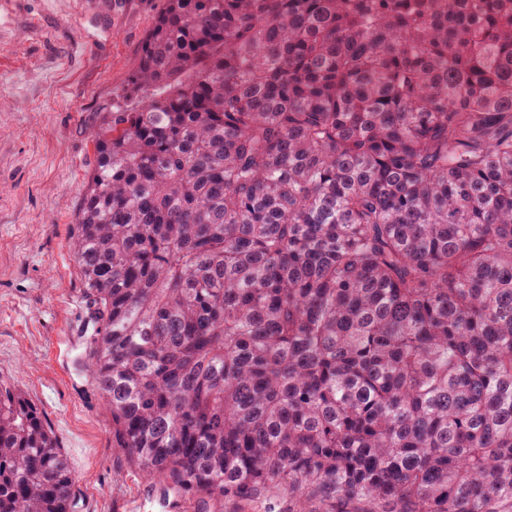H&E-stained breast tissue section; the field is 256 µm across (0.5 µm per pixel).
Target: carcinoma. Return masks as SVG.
Returning <instances> with one entry per match:
<instances>
[{"mask_svg":"<svg viewBox=\"0 0 512 512\" xmlns=\"http://www.w3.org/2000/svg\"><path fill=\"white\" fill-rule=\"evenodd\" d=\"M71 247L166 508L512 512V0H166ZM0 384V512H69Z\"/></svg>","mask_w":512,"mask_h":512,"instance_id":"obj_1","label":"carcinoma"}]
</instances>
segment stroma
I'll return each instance as SVG.
<instances>
[{
	"instance_id": "35a3bbf8",
	"label": "stroma",
	"mask_w": 512,
	"mask_h": 512,
	"mask_svg": "<svg viewBox=\"0 0 512 512\" xmlns=\"http://www.w3.org/2000/svg\"><path fill=\"white\" fill-rule=\"evenodd\" d=\"M163 6L0 0V380L62 449L71 512H132L155 498L93 385L70 238L96 161L93 132L103 113L129 105V75Z\"/></svg>"
}]
</instances>
